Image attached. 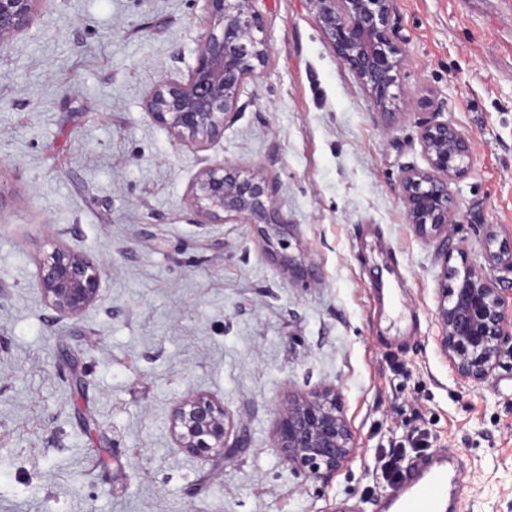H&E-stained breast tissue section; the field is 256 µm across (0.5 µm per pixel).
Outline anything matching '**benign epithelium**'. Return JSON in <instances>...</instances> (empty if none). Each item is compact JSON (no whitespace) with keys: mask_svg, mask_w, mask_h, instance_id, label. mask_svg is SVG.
Instances as JSON below:
<instances>
[{"mask_svg":"<svg viewBox=\"0 0 512 512\" xmlns=\"http://www.w3.org/2000/svg\"><path fill=\"white\" fill-rule=\"evenodd\" d=\"M40 0H0V44L29 25ZM314 20L336 55L371 96L378 112L392 115L404 66L402 47L391 24L392 0H308ZM207 29L194 66L179 79H163L146 94L149 118L185 146H202L224 137L243 85L258 78L270 61L253 0H205ZM418 141L426 167L411 166L400 187L407 223L421 232L455 222L458 203L448 182L471 167L469 137L446 121H424ZM196 213L211 224L241 216L263 225L265 239L286 225L272 176L263 168L242 171L232 164H205L191 187ZM452 281L442 288L438 309L440 347L463 380L483 381L499 363L509 321L494 280L465 263L448 266ZM104 277L89 256L52 244L38 263L43 298L61 319L75 318L96 303ZM230 421L224 403L208 394L177 402L170 417L176 447L190 456H225L240 442L228 443ZM283 460L313 478L336 471L355 452L352 433L334 388L282 403L273 437Z\"/></svg>","mask_w":512,"mask_h":512,"instance_id":"7a95c632","label":"benign epithelium"}]
</instances>
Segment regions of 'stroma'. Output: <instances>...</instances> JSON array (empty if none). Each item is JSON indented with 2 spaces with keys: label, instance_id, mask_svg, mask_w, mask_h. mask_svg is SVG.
Returning <instances> with one entry per match:
<instances>
[{
  "label": "stroma",
  "instance_id": "obj_1",
  "mask_svg": "<svg viewBox=\"0 0 512 512\" xmlns=\"http://www.w3.org/2000/svg\"><path fill=\"white\" fill-rule=\"evenodd\" d=\"M271 50L219 141L175 143L144 98L195 63L204 0H43L0 45V512H378L381 449L462 452L457 512H512V341L481 382L439 344L443 265L498 284L512 313V0H393L406 55L392 117L324 40L307 0H255ZM432 93L435 105L419 99ZM468 136L459 223L419 233L400 179L421 121ZM276 179L281 239L203 225V161ZM105 271L59 319L38 286L51 244ZM290 269H283L281 256ZM334 387L356 455L313 479L272 437L288 397ZM190 393L224 402L227 456L176 447Z\"/></svg>",
  "mask_w": 512,
  "mask_h": 512
}]
</instances>
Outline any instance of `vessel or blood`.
Masks as SVG:
<instances>
[{
  "label": "vessel or blood",
  "mask_w": 512,
  "mask_h": 512,
  "mask_svg": "<svg viewBox=\"0 0 512 512\" xmlns=\"http://www.w3.org/2000/svg\"><path fill=\"white\" fill-rule=\"evenodd\" d=\"M458 489L457 463L442 458L427 468H409L391 504L396 512H450Z\"/></svg>",
  "instance_id": "obj_1"
}]
</instances>
